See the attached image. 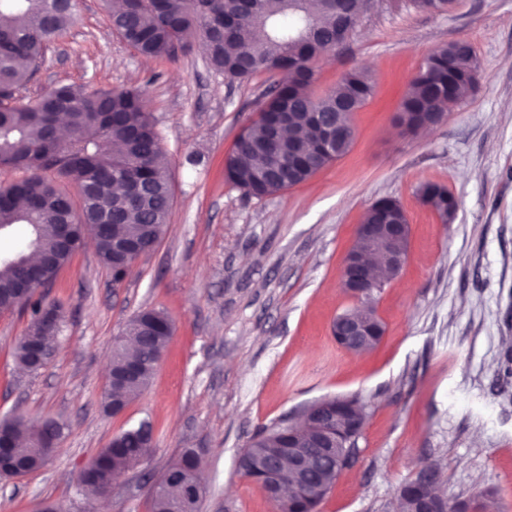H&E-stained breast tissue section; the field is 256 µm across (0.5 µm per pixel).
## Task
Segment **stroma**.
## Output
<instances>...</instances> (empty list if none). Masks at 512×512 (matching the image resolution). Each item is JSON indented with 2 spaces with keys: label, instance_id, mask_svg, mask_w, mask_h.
Returning <instances> with one entry per match:
<instances>
[{
  "label": "stroma",
  "instance_id": "stroma-1",
  "mask_svg": "<svg viewBox=\"0 0 512 512\" xmlns=\"http://www.w3.org/2000/svg\"><path fill=\"white\" fill-rule=\"evenodd\" d=\"M52 42L17 93L34 102L57 83L137 87L162 137L174 203L166 233L122 282L83 246L42 289L63 312L57 351L19 372L14 345L30 313L0 311V417L23 413L68 428L55 455L21 477L0 476V512H150L149 486L183 449L202 451L200 512H273L237 459L258 427L309 403L355 396L370 417L358 455L317 512H391L402 484L435 465L449 499L491 493L512 512V0H457L447 15L411 0H375L337 53L316 63L314 92L345 70H370L373 96L353 115L351 151L308 181L260 200L224 179V161L270 84L212 71L200 53L144 58L112 30L99 0ZM464 39L479 64L477 91L428 136L393 116L436 46ZM426 182L460 202L446 224L417 198ZM393 197L411 226L399 276L377 314L380 344L354 354L332 325L355 300L342 261L368 205ZM165 311L174 333L149 387L122 413L102 396L112 342L138 311ZM150 421L153 450L121 474L105 501L75 482L121 430Z\"/></svg>",
  "mask_w": 512,
  "mask_h": 512
}]
</instances>
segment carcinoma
Wrapping results in <instances>:
<instances>
[{"label":"carcinoma","mask_w":512,"mask_h":512,"mask_svg":"<svg viewBox=\"0 0 512 512\" xmlns=\"http://www.w3.org/2000/svg\"><path fill=\"white\" fill-rule=\"evenodd\" d=\"M108 21L118 35L142 56L177 59L201 49L210 68L227 78L248 81L257 74L274 78L260 102L256 117L238 135L224 165L225 181L246 198L263 199L307 181L345 156L349 138L330 152L320 150L321 127L338 112L352 119L356 108L374 93L372 75L357 67L344 71L319 96L302 92L315 80L313 62L337 49L338 30L354 32L361 13L360 0H124L119 11L103 0ZM421 13L442 15L455 0H412ZM76 19L75 0H0V166L24 173L0 183V311L25 306L30 323L18 340L14 357L23 371H32L33 341L52 344L60 330V307L35 296L27 276L53 282L79 245L62 250L59 225L80 241L86 226L97 230L100 261L124 280L139 256L114 251L112 241H140L151 232L159 242L168 226L174 190L168 169L158 164L162 138L152 115L142 106V90L102 89L60 83L43 92L32 104L15 102L16 92L42 63L47 45ZM478 66L472 45L459 39L434 48L401 97L396 122L409 128L420 125L419 114L437 111V104H452L472 94ZM288 113L290 136L274 145L269 139L277 113ZM66 115L67 133L59 135L58 118ZM420 202L441 219H455L458 198L434 182L418 190ZM363 223L405 224L406 212L392 197H382L365 210ZM51 260L43 268L31 263L32 254ZM393 270L366 288L365 299L345 310L384 325L376 313V297ZM173 321L165 312L143 309L126 324L112 346V370L134 362L139 376L121 384L107 383L102 400L105 413L127 407L148 387L171 338ZM136 347L128 354V344ZM355 421L353 431L339 448L342 455H357L358 439L369 418L367 406L356 397H344ZM66 429L57 420H32L19 415L0 419V432L15 442L8 454L35 464L45 449L34 446L35 436ZM308 429L307 420L284 418L259 427L242 450L239 474L264 487L268 473L279 470L278 482L288 495L292 512H316L335 486L336 461L320 458L312 468L293 472L287 466L288 441ZM149 433L142 425L124 429L77 475L83 486L101 489L104 476L141 465L151 453ZM201 457L185 448L150 489L151 512H178L185 482L203 486ZM494 512L492 496L484 494L448 503L447 512Z\"/></svg>","instance_id":"carcinoma-1"}]
</instances>
